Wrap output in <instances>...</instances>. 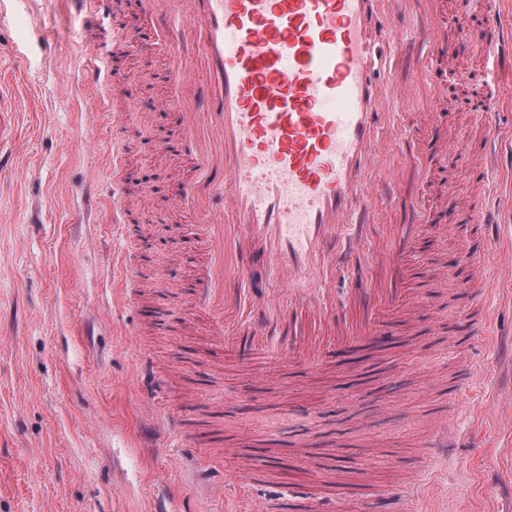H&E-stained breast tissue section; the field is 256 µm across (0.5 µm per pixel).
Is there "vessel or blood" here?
<instances>
[{
  "mask_svg": "<svg viewBox=\"0 0 512 512\" xmlns=\"http://www.w3.org/2000/svg\"><path fill=\"white\" fill-rule=\"evenodd\" d=\"M142 0L145 25L112 29L118 44L145 40L152 27L172 58L165 103L179 112L188 176L177 208L203 228L207 259L190 284L195 309L207 314L212 338L227 348L286 354L309 366L331 346L373 339L382 311L398 307L408 276L405 254L416 244L411 224H381L388 246L366 237L376 186L366 170L380 151L399 152L417 133L412 157L441 151L469 167L484 194L464 212L484 240L465 262L494 291L498 212L490 175L500 132L484 131L477 157L451 150L435 112L401 113L403 90L384 77L410 41L409 6L435 12L437 0ZM498 0L481 15L491 49L477 71L480 106L492 113L512 79ZM277 283L283 300L259 292L258 273ZM278 487V486H277ZM347 492L315 504L280 486L262 512H345Z\"/></svg>",
  "mask_w": 512,
  "mask_h": 512,
  "instance_id": "1",
  "label": "vessel or blood"
}]
</instances>
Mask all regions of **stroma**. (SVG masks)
I'll return each instance as SVG.
<instances>
[{"label":"stroma","mask_w":512,"mask_h":512,"mask_svg":"<svg viewBox=\"0 0 512 512\" xmlns=\"http://www.w3.org/2000/svg\"><path fill=\"white\" fill-rule=\"evenodd\" d=\"M440 3L438 22L413 15L417 50L394 80L424 98L422 54L440 36L447 50L437 64L438 113L453 150L472 154L486 123L512 133V87L495 114L478 108L473 72L489 38L483 0ZM139 9L140 0H121L113 18L99 19L67 0H0V78L14 84L17 101L0 138L9 157L0 167V512H153L161 498L169 512H259L272 488L233 478L263 463L259 450L270 444L283 451L286 480L315 498L332 491L321 464L348 451L355 459L343 478L354 493L406 495L428 512H512V239L498 246L497 348L476 331L449 354V327L481 317L479 291L463 286L470 271L456 263L461 234L426 224L408 258L420 275L403 307L381 318L396 328L387 354L311 370L286 357L242 363L211 349L187 288L201 259L187 242L202 228L171 206L183 131L177 113L163 108L169 58L159 46L90 40L92 28ZM465 15L474 25L460 42L456 22ZM94 63L122 82L89 83ZM100 97L110 113L97 108ZM116 141L132 212L123 226L113 223L98 181ZM161 141L169 151H156ZM400 179L404 191L421 187L433 199H478L469 173L444 160L425 184L406 165ZM120 236L121 265L112 247ZM123 266L146 284L132 307L114 301ZM461 361L481 376L452 404L446 386ZM174 368L183 381L154 406L146 397L153 376ZM450 407L457 445L434 460L429 445ZM172 411L184 414L191 438L220 429L223 447L254 456L225 457V483L206 480L197 454L165 430ZM411 465L420 472L412 490Z\"/></svg>","instance_id":"35a3bbf8"}]
</instances>
